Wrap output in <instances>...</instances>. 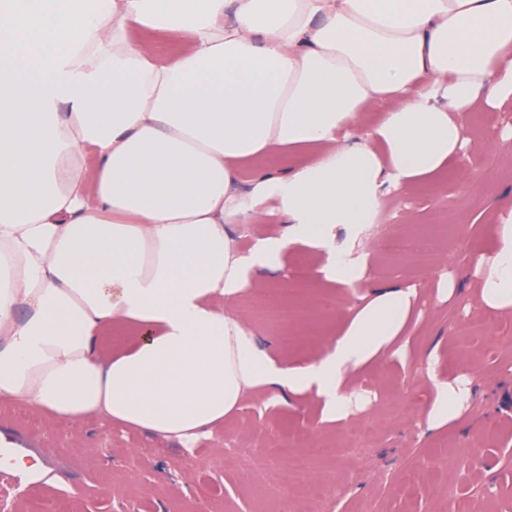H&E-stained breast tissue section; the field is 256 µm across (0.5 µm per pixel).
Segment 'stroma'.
<instances>
[{"instance_id":"1","label":"stroma","mask_w":512,"mask_h":512,"mask_svg":"<svg viewBox=\"0 0 512 512\" xmlns=\"http://www.w3.org/2000/svg\"><path fill=\"white\" fill-rule=\"evenodd\" d=\"M512 126V99L473 113L469 128L486 137L471 147L437 188L401 189L385 197L368 249L374 281L403 275L400 260L385 257V238H412L436 224L451 230L437 261L419 275L420 297L412 330L390 348L388 360L369 365L354 391L366 405L344 420L328 419L318 399L287 395L250 399L226 417L197 448L124 430L100 418L73 425L40 415L27 405L0 403V459L27 457L38 465L25 486L0 462V501L24 512L28 498L41 499L47 512H512V467L499 457L512 446V314L482 308L470 291L448 301L438 291L468 282L494 245V211L512 200V140L499 137ZM324 254L289 247L281 266L261 274L262 288L288 299L310 295L317 320L293 316L290 328L313 335L307 345L288 349L291 359L313 354L334 336L362 303V284L336 289L322 285ZM436 358L441 380L472 377L476 392L462 426L427 429L432 400L427 372ZM244 444L248 464L223 467V437ZM347 441L327 461L309 456L305 475L285 481L286 460L266 458L263 446L280 442L289 453L310 442ZM328 494L310 502V484Z\"/></svg>"}]
</instances>
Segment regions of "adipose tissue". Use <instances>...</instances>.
<instances>
[{"instance_id": "obj_1", "label": "adipose tissue", "mask_w": 512, "mask_h": 512, "mask_svg": "<svg viewBox=\"0 0 512 512\" xmlns=\"http://www.w3.org/2000/svg\"><path fill=\"white\" fill-rule=\"evenodd\" d=\"M510 98L512 0H0V401L183 443L259 395L346 418L417 287L371 285L298 361L231 305L291 245L369 283L338 231L436 186L473 110ZM270 204L285 232L242 249L228 225ZM494 222L472 280L508 315L512 208ZM433 387L438 430L472 391Z\"/></svg>"}]
</instances>
